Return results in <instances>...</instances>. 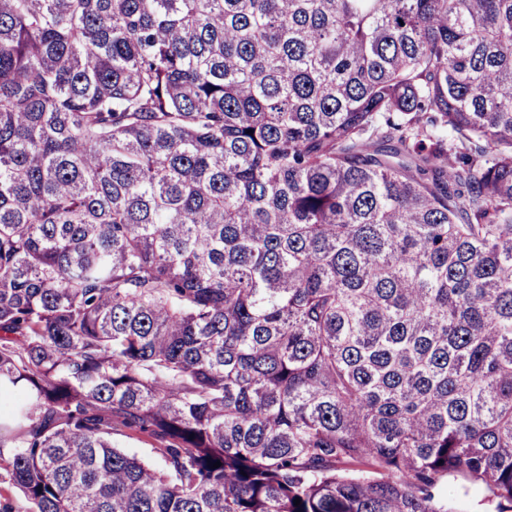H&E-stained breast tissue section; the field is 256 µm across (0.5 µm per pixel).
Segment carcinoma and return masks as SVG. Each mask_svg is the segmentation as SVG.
Returning <instances> with one entry per match:
<instances>
[{
	"label": "carcinoma",
	"instance_id": "1",
	"mask_svg": "<svg viewBox=\"0 0 512 512\" xmlns=\"http://www.w3.org/2000/svg\"><path fill=\"white\" fill-rule=\"evenodd\" d=\"M1 470L512 512V0H0ZM119 443L129 454L135 455L137 458L151 464L157 469L163 468L164 461L162 456L156 452L150 444L134 440H120Z\"/></svg>",
	"mask_w": 512,
	"mask_h": 512
}]
</instances>
